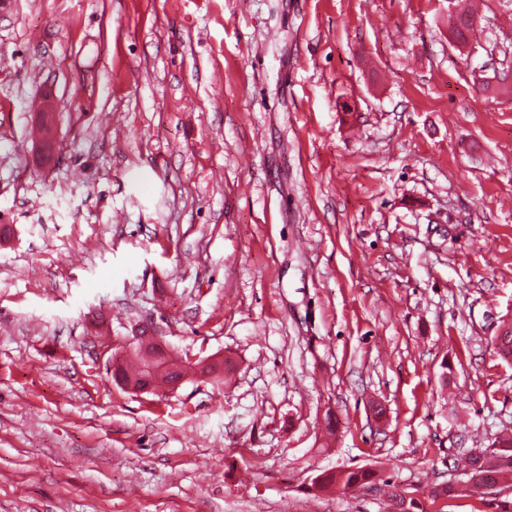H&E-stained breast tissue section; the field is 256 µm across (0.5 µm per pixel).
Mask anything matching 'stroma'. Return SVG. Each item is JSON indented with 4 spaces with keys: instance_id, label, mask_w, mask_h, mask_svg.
Wrapping results in <instances>:
<instances>
[{
    "instance_id": "stroma-1",
    "label": "stroma",
    "mask_w": 512,
    "mask_h": 512,
    "mask_svg": "<svg viewBox=\"0 0 512 512\" xmlns=\"http://www.w3.org/2000/svg\"><path fill=\"white\" fill-rule=\"evenodd\" d=\"M473 12L461 51L448 0H13L0 512H388L307 485L422 499L512 434V0ZM144 326L223 384L123 389ZM390 482L381 478L380 472L372 467H356L343 470H324L315 473L307 486L310 492H324L330 489L347 490L351 488H378L390 486Z\"/></svg>"
}]
</instances>
